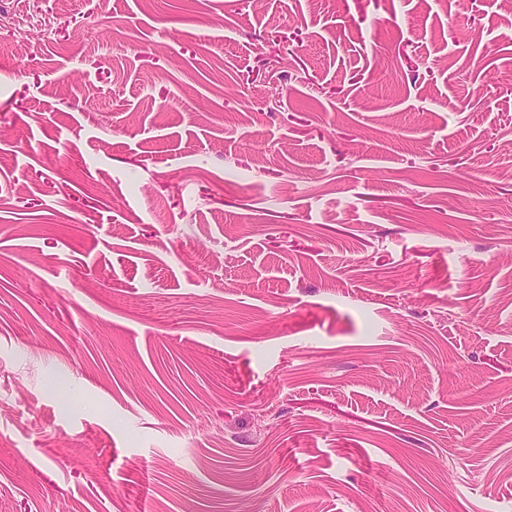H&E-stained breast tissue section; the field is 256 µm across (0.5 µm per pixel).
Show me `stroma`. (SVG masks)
Listing matches in <instances>:
<instances>
[{
	"mask_svg": "<svg viewBox=\"0 0 512 512\" xmlns=\"http://www.w3.org/2000/svg\"><path fill=\"white\" fill-rule=\"evenodd\" d=\"M0 512H512L506 0H0Z\"/></svg>",
	"mask_w": 512,
	"mask_h": 512,
	"instance_id": "1",
	"label": "stroma"
}]
</instances>
